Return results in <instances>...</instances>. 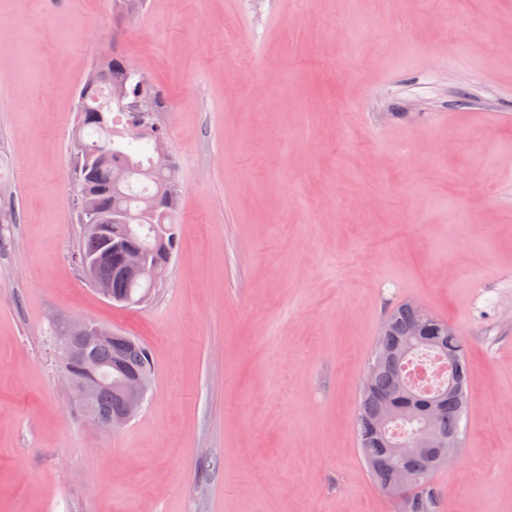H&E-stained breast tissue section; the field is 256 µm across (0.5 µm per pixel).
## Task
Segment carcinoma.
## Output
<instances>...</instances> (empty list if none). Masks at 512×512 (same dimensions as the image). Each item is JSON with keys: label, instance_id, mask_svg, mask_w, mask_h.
Segmentation results:
<instances>
[{"label": "carcinoma", "instance_id": "1", "mask_svg": "<svg viewBox=\"0 0 512 512\" xmlns=\"http://www.w3.org/2000/svg\"><path fill=\"white\" fill-rule=\"evenodd\" d=\"M125 88L127 97L139 94L129 64L112 55L96 63L79 93L76 106V137L88 131L90 140L85 142L93 160L74 157L77 194L93 193L96 211L91 223L98 225L95 231L85 227L86 220L77 218L80 224L78 254L98 260L97 277L109 285L112 301L121 298L132 308L138 299L151 294L147 283L127 278L120 254L112 250V228L116 226L117 211L132 215L131 223L123 228V241L130 248L147 249L154 240L153 227L163 224L178 245L179 221L178 174L174 165L164 167L146 152L134 146L138 142L132 129L136 114L126 108L125 101L113 98V89ZM127 169V177L116 193L117 164ZM169 192L172 203L163 204V213L154 218L142 215L145 200L159 191ZM428 327V334L421 341L409 338V331L417 323ZM383 334L378 336L370 360L383 353L393 354L387 365L379 368L369 384L361 390L355 430L363 458L371 457L377 467L369 473L381 490H386L391 477L393 461L386 441L391 440L405 449L404 462L414 473L417 483L404 493L400 512H440V496L433 484L437 467L424 447L419 443L422 429L430 425L443 435H460L462 417L468 405L470 365L467 343L461 336L448 335V322L435 317L422 318L410 302L393 307L382 324ZM115 341L97 344L92 352L99 367L107 369L119 358L125 371L151 378L152 367L146 347L135 337L121 331H113ZM432 354L454 366L456 387L442 384L435 389L416 385H403L396 372L399 365ZM417 395L422 401L419 418L413 423H396L386 434L378 430V421L388 400L401 396Z\"/></svg>", "mask_w": 512, "mask_h": 512}]
</instances>
